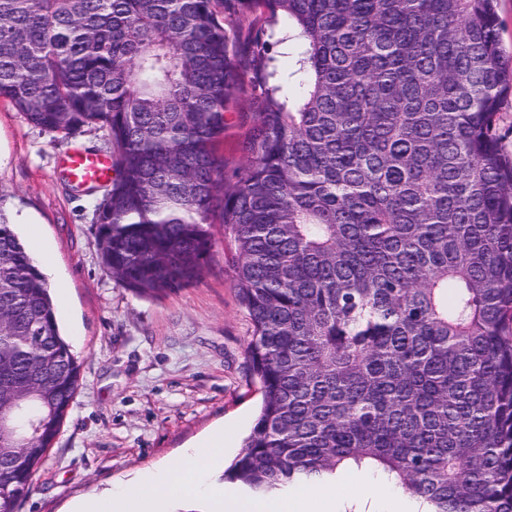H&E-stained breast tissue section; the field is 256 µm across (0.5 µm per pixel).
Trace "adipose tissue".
Returning a JSON list of instances; mask_svg holds the SVG:
<instances>
[{
  "instance_id": "obj_1",
  "label": "adipose tissue",
  "mask_w": 512,
  "mask_h": 512,
  "mask_svg": "<svg viewBox=\"0 0 512 512\" xmlns=\"http://www.w3.org/2000/svg\"><path fill=\"white\" fill-rule=\"evenodd\" d=\"M230 437V431L215 429L187 452V459L197 464L204 481L187 485L179 475L178 465L172 464L160 478H143L121 491L89 496L75 512H157L160 502H189L199 496L214 504V512H334L330 494L317 489H305L283 498H254L208 479L211 465L223 458L224 445Z\"/></svg>"
}]
</instances>
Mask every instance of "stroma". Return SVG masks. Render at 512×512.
I'll list each match as a JSON object with an SVG mask.
<instances>
[{
	"label": "stroma",
	"instance_id": "1",
	"mask_svg": "<svg viewBox=\"0 0 512 512\" xmlns=\"http://www.w3.org/2000/svg\"><path fill=\"white\" fill-rule=\"evenodd\" d=\"M106 154L94 130L68 136L29 124L0 100V211L25 244L47 251L42 272L80 386L31 492L17 512H69L82 497L178 459L224 426L240 450L261 400L246 355L250 317L236 297L213 225L201 276L158 299L112 278L97 245V195L71 188L62 158Z\"/></svg>",
	"mask_w": 512,
	"mask_h": 512
}]
</instances>
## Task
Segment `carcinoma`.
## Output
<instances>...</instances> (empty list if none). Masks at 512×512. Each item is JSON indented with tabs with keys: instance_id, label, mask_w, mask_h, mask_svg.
Returning <instances> with one entry per match:
<instances>
[{
	"instance_id": "1",
	"label": "carcinoma",
	"mask_w": 512,
	"mask_h": 512,
	"mask_svg": "<svg viewBox=\"0 0 512 512\" xmlns=\"http://www.w3.org/2000/svg\"><path fill=\"white\" fill-rule=\"evenodd\" d=\"M510 94L495 0H0V100L109 145L112 277L145 298L188 286L223 226L262 396L224 479L253 495L367 466L427 512H512ZM79 380L0 210V512ZM499 144L502 151L512 156V95L504 99L498 115ZM229 115L228 129L224 133V144L219 146V152L224 154V164L226 169L231 170L242 163V154L239 142L242 139L243 130L233 123Z\"/></svg>"
}]
</instances>
